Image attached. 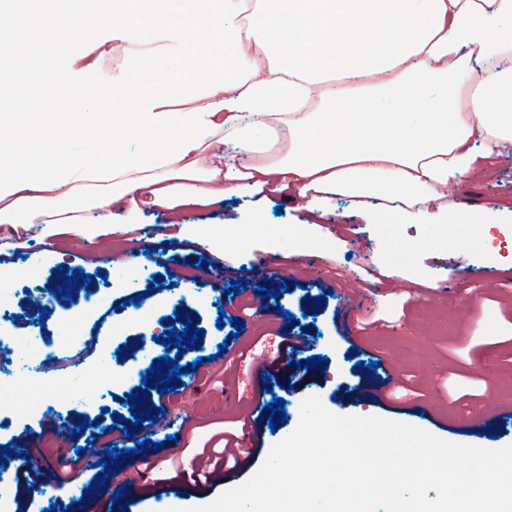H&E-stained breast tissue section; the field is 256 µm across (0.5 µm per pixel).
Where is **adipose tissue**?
I'll list each match as a JSON object with an SVG mask.
<instances>
[{"label":"adipose tissue","instance_id":"obj_1","mask_svg":"<svg viewBox=\"0 0 512 512\" xmlns=\"http://www.w3.org/2000/svg\"><path fill=\"white\" fill-rule=\"evenodd\" d=\"M42 38L59 49L103 26L131 46L115 99L130 112L29 111L75 98L72 56L39 83L0 67V91L26 109L37 153L15 170L0 138V223H27L31 192L110 207H208L243 185L293 192L314 215L337 196L374 200L394 224H444L451 187L512 155V0H38ZM436 94H428L433 84ZM204 88L191 110L178 98ZM82 158L46 169L45 155ZM248 164H225L224 147Z\"/></svg>","mask_w":512,"mask_h":512}]
</instances>
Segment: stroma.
Segmentation results:
<instances>
[{
	"instance_id": "stroma-1",
	"label": "stroma",
	"mask_w": 512,
	"mask_h": 512,
	"mask_svg": "<svg viewBox=\"0 0 512 512\" xmlns=\"http://www.w3.org/2000/svg\"><path fill=\"white\" fill-rule=\"evenodd\" d=\"M122 77V70L106 64L89 72H76L72 82L80 91L81 110H101V95ZM471 226L459 232L453 224H384L380 216L354 212L348 200L335 202L333 211L320 218L302 209L300 201L284 193L263 195L249 191L211 208L176 212L145 211L134 226L114 231L103 227L105 206H90L87 224L102 225L95 238H84L78 225L0 224V280L12 281L18 267L19 246L39 244L47 260L38 277L42 287L55 288L67 273L92 274L93 286H102L112 272L110 254L128 249L136 253L155 250L159 285L145 291L140 304L127 303L125 294L114 296L116 316L132 318L123 342L125 351L114 352L113 365L126 362L130 345L138 344L141 319L160 329L172 316L164 288L173 272H197L203 282L220 273L226 294L212 298L203 292L189 304L196 327L204 330L197 343L202 361L184 375L182 392L160 393L142 380L121 385L113 373L97 366L96 337H88L83 354L88 363L84 387L88 393L111 387L110 414L101 416L84 407L64 409L59 417L28 413L34 399L21 387L17 402L0 410L12 425L0 431V449L13 455L0 471L14 475L21 454L33 451L49 473L59 472L61 462L73 457L76 447L95 443L100 449H123L122 462L104 477L91 467L76 481L56 484L53 495L43 497L33 489H17L27 499L26 512H110L119 505L125 512H165L169 507L205 505L224 491L246 482L263 463L269 447L290 434L300 417V404L318 397L339 415L377 416L423 429L435 437L461 445L500 448L512 444V261L488 250L483 231L498 239L512 237L511 224L482 229L479 220L486 208H512V157L502 160L479 178L453 190ZM282 213H275V206ZM230 222L249 225L244 243L228 247L211 238L209 226ZM299 224L301 237H285L284 228ZM253 265H246L245 256ZM383 277L373 280V269ZM239 292H231L232 283ZM286 283L278 301H264L259 288ZM74 304L53 296L49 305L37 304L35 294L16 297L11 330L25 336L32 323H40L48 347L61 335L74 331ZM230 320L217 324L219 313ZM244 324L232 337L233 320ZM304 332L309 352L324 361L301 384L291 373L266 375L251 360L266 337ZM379 361L378 374L362 379L357 362ZM252 365L249 383L238 371ZM142 393L144 402L162 408L157 421L139 425L138 438L157 443L152 452V483L142 482L139 457L127 453V443L113 425L118 416H130L125 401ZM284 400L287 423L270 428L262 420L256 399ZM247 426H240V419ZM82 426L76 444L63 443L62 430ZM110 434H101L102 426ZM247 433V444L256 454L249 470L228 473L217 482L197 483L176 479L177 468L188 467L204 449L220 448L225 435ZM125 484V494L114 497L115 484ZM82 497H75V490Z\"/></svg>"
}]
</instances>
